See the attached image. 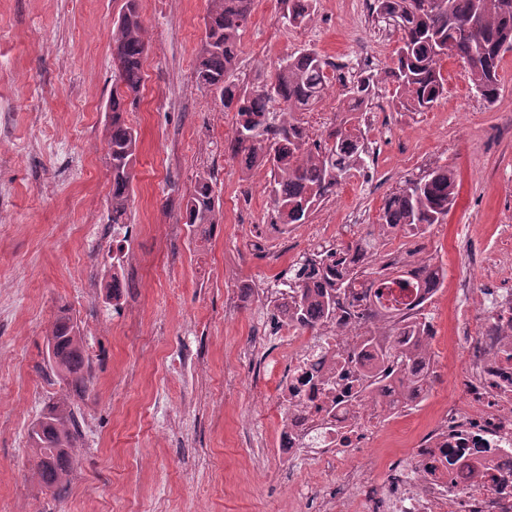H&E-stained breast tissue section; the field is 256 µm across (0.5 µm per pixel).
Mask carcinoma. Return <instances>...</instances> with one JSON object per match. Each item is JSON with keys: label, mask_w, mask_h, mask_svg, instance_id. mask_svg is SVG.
I'll use <instances>...</instances> for the list:
<instances>
[{"label": "carcinoma", "mask_w": 512, "mask_h": 512, "mask_svg": "<svg viewBox=\"0 0 512 512\" xmlns=\"http://www.w3.org/2000/svg\"><path fill=\"white\" fill-rule=\"evenodd\" d=\"M253 0H208L204 36L198 51L196 79L208 90L219 91L224 111L235 116L228 150L243 172L258 165L271 171L270 195L281 224H304L310 213L335 192L351 172L364 166L367 150L360 126L361 115L373 96L374 81L366 77L346 91L340 122L326 131L321 142L310 140L297 117L322 100L330 83L331 63L312 49L282 59L271 81L249 87L240 83L237 62L241 37L252 13ZM283 17L293 26L306 25L314 16V0H282ZM373 9L394 21L399 46L386 81L395 86L397 104L410 112H424L443 96V61H460L481 97L492 103L500 91L499 67L505 52L512 50V0H373ZM147 52L138 0H127L113 38L112 56L118 80L112 89V112L107 137L112 170L109 196L112 227L125 223L130 201L132 170L137 160L138 132L124 119L127 107L139 101L142 60ZM459 185L455 172L435 166L418 179L405 182L390 194L382 208L385 233L399 231L422 236L435 224L444 223L455 205ZM183 220L190 233L224 223L215 195L213 176L204 170L196 175L193 192L183 201ZM379 248L374 234L341 243L328 261L332 278L327 288L313 295L307 288L308 263L297 266L288 279L291 292V323L299 329L340 320L342 301L351 283L360 280L373 286L405 287L396 262L375 270L370 263ZM423 287L435 292L442 287V267L424 261ZM398 328L374 325L347 356L371 355L377 364L355 377L353 397L371 396L380 402L388 381L397 377L400 395L416 380L413 364L431 355V322L425 313L412 318L406 337ZM47 348L56 375L75 389L86 386L90 361L79 327L62 307L48 333ZM79 421L68 397L50 400L33 423L29 438L35 473L48 489L69 483L73 450L80 436Z\"/></svg>", "instance_id": "1"}]
</instances>
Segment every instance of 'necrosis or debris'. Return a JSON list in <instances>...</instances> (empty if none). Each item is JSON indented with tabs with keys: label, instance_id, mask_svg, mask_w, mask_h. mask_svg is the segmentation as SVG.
I'll list each match as a JSON object with an SVG mask.
<instances>
[{
	"label": "necrosis or debris",
	"instance_id": "4bbe7bcc",
	"mask_svg": "<svg viewBox=\"0 0 512 512\" xmlns=\"http://www.w3.org/2000/svg\"><path fill=\"white\" fill-rule=\"evenodd\" d=\"M268 305L288 331V357L281 366L283 412L273 461L256 470L265 479L271 465L296 467L312 457L339 480L327 492L320 512H346L350 499L368 494L367 512H512V292L498 293L493 330L469 337L464 375L477 409L449 401L440 419L414 443L410 456L396 458L388 483L371 492L364 472L343 466L346 453L392 417L410 411L407 403L371 405L347 396L360 366L337 365L336 355L364 334L366 313L385 320L395 311L425 308L417 289L374 294L350 289L341 325H319L293 335L286 290H269Z\"/></svg>",
	"mask_w": 512,
	"mask_h": 512
}]
</instances>
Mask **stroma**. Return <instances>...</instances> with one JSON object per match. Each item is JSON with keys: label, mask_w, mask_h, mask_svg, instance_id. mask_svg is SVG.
<instances>
[{"label": "stroma", "mask_w": 512, "mask_h": 512, "mask_svg": "<svg viewBox=\"0 0 512 512\" xmlns=\"http://www.w3.org/2000/svg\"><path fill=\"white\" fill-rule=\"evenodd\" d=\"M126 0H0V512H291L282 478L256 482L274 441L285 351L259 316L262 291L286 278L311 229L347 240L378 232L386 195L430 167L460 181L444 223L424 237H382L381 255L415 252L445 270L426 310L437 377L421 407L352 453L354 466L406 454L449 401L469 405L455 329L478 328L489 287L512 289V51L500 92L485 102L463 67L445 60L446 91L427 112L395 103L381 75L398 34L362 0H316L302 27L282 17L280 0H254L238 75L269 81L282 58L313 48L340 65L327 95L301 119L312 137L342 117L351 77L374 75L362 122L363 169L342 182L306 223L289 229L296 249L270 266L255 234L271 221L270 172L242 173L230 157L233 113L195 79L207 0H139L148 51L139 104L124 118L139 134L125 232L109 210L106 106L116 83L112 34ZM210 171L223 212L205 249L174 236L182 198L198 171ZM501 259L489 280L481 258ZM119 275L134 300L115 308L106 284ZM467 279L470 291L455 288ZM98 285L83 296L81 281ZM69 309L92 362L85 391L71 401L82 426L66 492L47 491L30 462L28 434L49 399L67 385L47 363V332ZM204 360L191 381L186 362Z\"/></svg>", "instance_id": "1"}]
</instances>
